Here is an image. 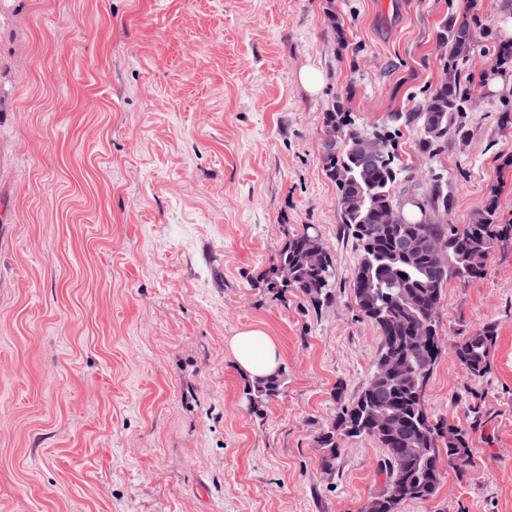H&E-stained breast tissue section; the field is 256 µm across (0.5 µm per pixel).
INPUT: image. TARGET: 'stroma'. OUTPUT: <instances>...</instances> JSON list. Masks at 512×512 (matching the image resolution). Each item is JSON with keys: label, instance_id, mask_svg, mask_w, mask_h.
I'll list each match as a JSON object with an SVG mask.
<instances>
[{"label": "stroma", "instance_id": "35a3bbf8", "mask_svg": "<svg viewBox=\"0 0 512 512\" xmlns=\"http://www.w3.org/2000/svg\"><path fill=\"white\" fill-rule=\"evenodd\" d=\"M462 16L466 133L431 155L394 115L439 85ZM510 21L512 0H0V512H361L382 448L348 440L330 472L317 443L379 346L323 116L340 99L361 131H394L415 182L447 185L443 223L493 196L512 224V86L482 79ZM307 224L335 267L319 308L261 283ZM486 271L449 282L424 393L470 428L471 460L400 512H512L511 243ZM486 324L475 378L453 343ZM254 325L286 378L259 415L228 345Z\"/></svg>", "mask_w": 512, "mask_h": 512}]
</instances>
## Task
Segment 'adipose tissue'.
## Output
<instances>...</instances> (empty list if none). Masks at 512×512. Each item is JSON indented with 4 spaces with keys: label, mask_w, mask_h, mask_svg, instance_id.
Returning a JSON list of instances; mask_svg holds the SVG:
<instances>
[{
    "label": "adipose tissue",
    "mask_w": 512,
    "mask_h": 512,
    "mask_svg": "<svg viewBox=\"0 0 512 512\" xmlns=\"http://www.w3.org/2000/svg\"><path fill=\"white\" fill-rule=\"evenodd\" d=\"M239 369L250 380H262L279 370L281 350L275 339L260 327H247L228 341Z\"/></svg>",
    "instance_id": "obj_1"
}]
</instances>
